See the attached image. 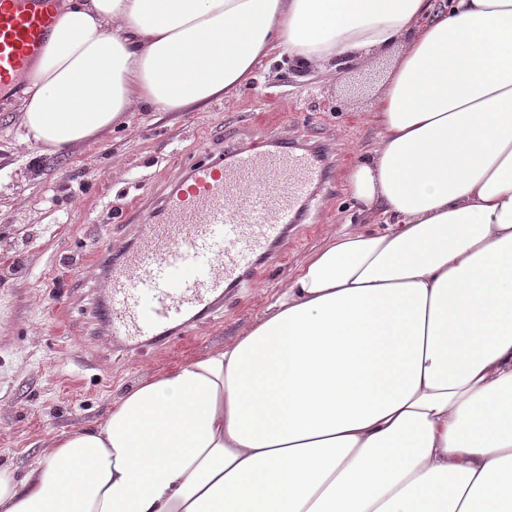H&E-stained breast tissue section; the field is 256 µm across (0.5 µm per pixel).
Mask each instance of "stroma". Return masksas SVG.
Here are the masks:
<instances>
[{"mask_svg":"<svg viewBox=\"0 0 512 512\" xmlns=\"http://www.w3.org/2000/svg\"><path fill=\"white\" fill-rule=\"evenodd\" d=\"M388 66L322 77L266 63L237 97L192 112H137L56 157L20 142V98L0 100V468L23 477L52 439L94 428L132 387L239 339L332 237L383 228L382 217L359 216L346 177L377 145L371 103ZM265 118L282 122L284 141H311L338 158L331 189L307 213L310 229L285 263L258 268L184 340L113 353L98 315L104 279L82 254L120 256L138 238V223L117 219L131 199L155 204L190 166L217 160L225 139L262 145Z\"/></svg>","mask_w":512,"mask_h":512,"instance_id":"obj_1","label":"stroma"}]
</instances>
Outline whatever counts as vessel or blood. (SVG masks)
<instances>
[{"mask_svg": "<svg viewBox=\"0 0 512 512\" xmlns=\"http://www.w3.org/2000/svg\"><path fill=\"white\" fill-rule=\"evenodd\" d=\"M63 0H0V99L19 96L45 52ZM226 144L216 163L198 164L160 202L139 213L140 241L107 266L99 315L113 351L175 343L209 317L225 293L280 259L329 166L316 153L283 145Z\"/></svg>", "mask_w": 512, "mask_h": 512, "instance_id": "1", "label": "vessel or blood"}]
</instances>
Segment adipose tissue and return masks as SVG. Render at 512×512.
Instances as JSON below:
<instances>
[{"mask_svg": "<svg viewBox=\"0 0 512 512\" xmlns=\"http://www.w3.org/2000/svg\"><path fill=\"white\" fill-rule=\"evenodd\" d=\"M275 54L389 59L348 175L385 229L0 470V512H512V0H68L19 137L65 154L138 106L233 98Z\"/></svg>", "mask_w": 512, "mask_h": 512, "instance_id": "ef3b65f1", "label": "adipose tissue"}]
</instances>
